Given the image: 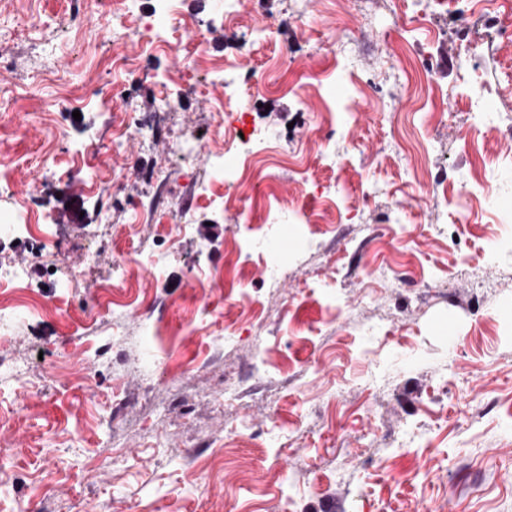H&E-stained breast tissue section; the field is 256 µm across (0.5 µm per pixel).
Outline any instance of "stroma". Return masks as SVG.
<instances>
[{
  "instance_id": "stroma-1",
  "label": "stroma",
  "mask_w": 512,
  "mask_h": 512,
  "mask_svg": "<svg viewBox=\"0 0 512 512\" xmlns=\"http://www.w3.org/2000/svg\"><path fill=\"white\" fill-rule=\"evenodd\" d=\"M130 7L0 0V205L42 224L0 236V267H25L26 294L50 304L0 347V369L27 366L0 389V512H512V266L486 261L512 247V224L479 199L464 217L440 210L429 184L456 190L512 155V138L470 129L454 92L469 43L512 109V43L487 44L478 19L512 18V0H434L421 16L414 0H240L233 24L213 0H178L175 51L143 44ZM348 33L368 95L351 135L323 141L313 120L346 89L314 76ZM187 48L199 73L228 64L266 82L243 129L278 133L288 155L265 166L284 212L263 229L287 246L278 287L259 248L211 285L250 212L200 194L208 155H172L197 137L224 149V88L189 80ZM119 85L166 138L113 150ZM165 85L175 110L157 104ZM164 192L188 228L161 275L120 274L121 257L157 247L169 217L136 207ZM46 252L78 271L75 288L60 292ZM149 310L163 338L143 332Z\"/></svg>"
}]
</instances>
